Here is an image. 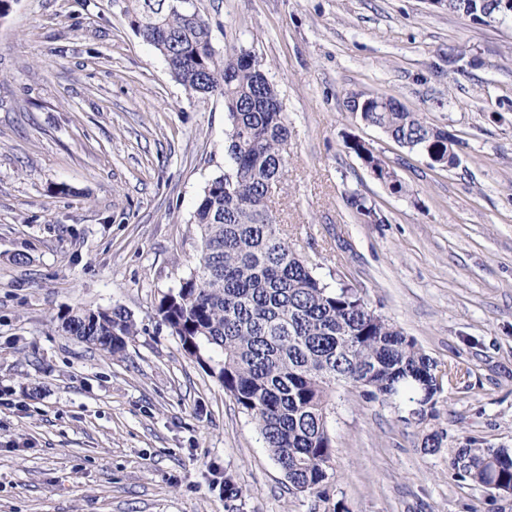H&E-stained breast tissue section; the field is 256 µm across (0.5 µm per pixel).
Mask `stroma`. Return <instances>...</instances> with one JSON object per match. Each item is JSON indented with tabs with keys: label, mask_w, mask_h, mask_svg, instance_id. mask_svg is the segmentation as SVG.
Instances as JSON below:
<instances>
[{
	"label": "stroma",
	"mask_w": 512,
	"mask_h": 512,
	"mask_svg": "<svg viewBox=\"0 0 512 512\" xmlns=\"http://www.w3.org/2000/svg\"><path fill=\"white\" fill-rule=\"evenodd\" d=\"M193 4L214 44L255 54L278 90L288 174L270 206L297 252L461 373L418 426L338 387L329 500L292 489L157 314L198 254L203 189L228 164L223 99L176 81L121 0H15L0 20V512H512V494L448 464L470 438L512 448V20L429 0ZM357 90L446 130L459 165L431 167L356 120ZM354 193L382 223L347 205ZM116 306L137 328L123 354L60 328L68 310ZM434 430L445 438L430 454ZM228 475L239 501L224 498ZM345 146L350 150L361 162L365 165L366 168H371L374 172L377 173L379 179H381L384 183L388 184L392 180L390 179L389 168L385 165V163L374 154V152L366 146L365 143L360 141L357 138H351L346 140Z\"/></svg>",
	"instance_id": "35a3bbf8"
}]
</instances>
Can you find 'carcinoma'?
Masks as SVG:
<instances>
[{
  "label": "carcinoma",
  "instance_id": "obj_1",
  "mask_svg": "<svg viewBox=\"0 0 512 512\" xmlns=\"http://www.w3.org/2000/svg\"><path fill=\"white\" fill-rule=\"evenodd\" d=\"M141 39L191 92L224 98L231 124L229 165L204 188L194 212L201 247L186 277L158 304L162 321L196 363L251 417L292 488L327 498L336 449L328 431L338 385L370 401L423 402V423L448 375L402 331L375 313L353 288H331L288 244L269 202L286 172L288 125L262 65L235 44L214 46L209 23L192 0H124ZM346 105L398 145L455 166L448 133L427 125L395 98L353 91ZM365 167L391 184L389 168L357 138L345 142ZM347 204L375 223L377 210L359 195ZM69 335L121 353L136 335L122 308L79 310L61 317ZM469 461L464 477L495 491L512 490V450L468 440L455 452Z\"/></svg>",
  "mask_w": 512,
  "mask_h": 512
}]
</instances>
